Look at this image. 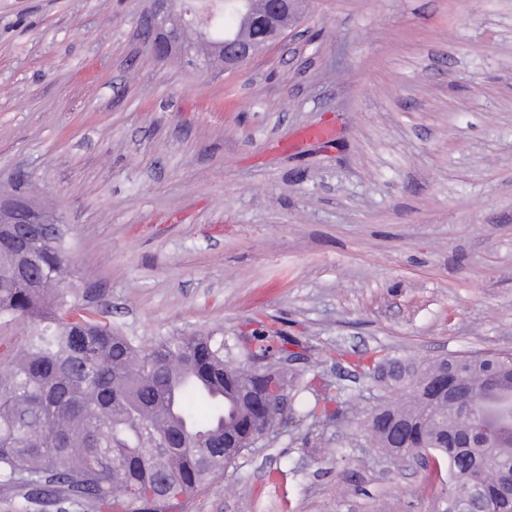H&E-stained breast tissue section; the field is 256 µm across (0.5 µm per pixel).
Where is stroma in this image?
<instances>
[{"mask_svg":"<svg viewBox=\"0 0 512 512\" xmlns=\"http://www.w3.org/2000/svg\"><path fill=\"white\" fill-rule=\"evenodd\" d=\"M146 6L0 0V193L53 205L113 328L276 327L365 409L359 361L512 352V0H307L234 73L156 60ZM444 487L297 412L174 512H443Z\"/></svg>","mask_w":512,"mask_h":512,"instance_id":"stroma-1","label":"stroma"}]
</instances>
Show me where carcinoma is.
Wrapping results in <instances>:
<instances>
[{"label":"carcinoma","mask_w":512,"mask_h":512,"mask_svg":"<svg viewBox=\"0 0 512 512\" xmlns=\"http://www.w3.org/2000/svg\"><path fill=\"white\" fill-rule=\"evenodd\" d=\"M229 14L246 32L245 16L228 7L212 20L215 37L224 38ZM33 256L34 284L20 278L17 253L0 248V318L26 324L15 352L0 361V482L22 493L19 512L49 494L106 512H168L235 465L256 431L288 424L282 411L261 413L259 398L311 392L308 414L318 423L356 401L287 372L288 337L277 330L241 354L203 331L134 344L88 313L66 276L63 224ZM361 369L381 399L360 421L368 443L389 457L398 443L433 469L446 465V498L479 478L481 450L458 451L467 426L448 392L463 396L494 444L498 479L483 484V506L512 512V354L426 362L386 355Z\"/></svg>","instance_id":"carcinoma-1"}]
</instances>
